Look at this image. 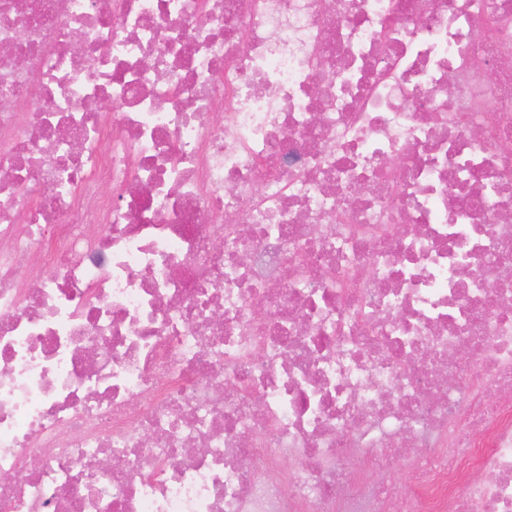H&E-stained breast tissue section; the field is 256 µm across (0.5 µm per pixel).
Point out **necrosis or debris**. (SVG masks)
<instances>
[{
  "label": "necrosis or debris",
  "mask_w": 512,
  "mask_h": 512,
  "mask_svg": "<svg viewBox=\"0 0 512 512\" xmlns=\"http://www.w3.org/2000/svg\"><path fill=\"white\" fill-rule=\"evenodd\" d=\"M507 203L512 0H0V512H512Z\"/></svg>",
  "instance_id": "necrosis-or-debris-1"
}]
</instances>
